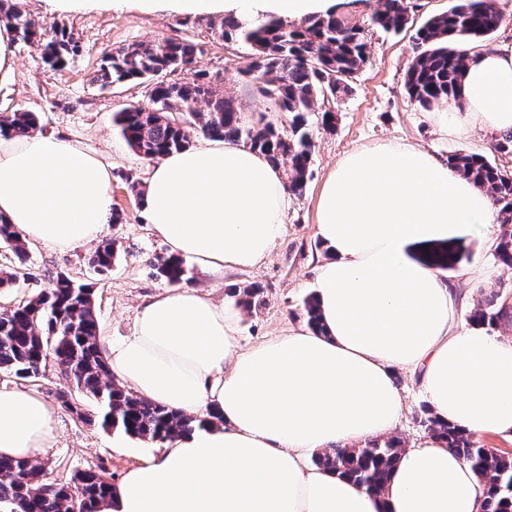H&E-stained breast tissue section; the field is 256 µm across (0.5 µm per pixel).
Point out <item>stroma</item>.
<instances>
[{
    "mask_svg": "<svg viewBox=\"0 0 512 512\" xmlns=\"http://www.w3.org/2000/svg\"><path fill=\"white\" fill-rule=\"evenodd\" d=\"M450 3L411 0L404 31H369L370 61L352 79L350 91L336 99L334 128L322 127L320 115L309 117L313 130L309 178L303 195L290 196L283 235L270 255L248 269L225 267L220 277L191 267L190 286L210 291L219 301L234 289L261 288L262 305L242 312L239 320L241 350L305 327L304 301L314 291L319 266L332 258L317 233V201L328 174L346 153L388 140L404 141L441 157L458 151V144L439 131L434 110L411 101L404 86L406 71L418 51L417 29L431 15L446 11ZM21 5L42 24L58 23L74 30L80 38V51L60 75L53 76L42 68L34 45L14 42L13 74L0 83V115L18 110L39 113L46 132L79 142L110 163L112 207L121 212L123 221L105 229V237L114 239L118 246L119 260L103 275L89 262L95 250L91 244L61 253L32 242L23 263L0 248V269L16 278L15 288L0 295V309L38 294L58 273L65 272L93 284L101 335L114 339L128 336L142 304L169 288L153 268L155 259L166 255L167 246L130 190L131 182H145L153 163L131 150L112 122L114 112L121 107L145 102L146 90L133 84L101 88L96 80L101 59L135 43L192 39L203 49L197 69L208 72L218 90L237 96L249 118L265 108L264 101L252 96L237 80L236 69L247 63L251 48L241 42H224L221 16L177 13L167 0H157L148 12L141 11L136 0H88L78 11L60 10L57 0H21ZM466 245L467 259L448 274L454 287L465 294L464 311L483 304L493 293L512 296V266L496 260L481 235L469 236ZM397 381L406 408L393 435L408 448L428 435L420 421L426 398L415 374L399 371ZM1 385L34 391L57 407L56 439L37 456L45 466L46 480L100 464L118 479L141 462L142 440L126 436L122 447H113L112 432L57 406L58 393L75 388L63 372L52 369L33 381L0 374Z\"/></svg>",
    "mask_w": 512,
    "mask_h": 512,
    "instance_id": "obj_1",
    "label": "stroma"
}]
</instances>
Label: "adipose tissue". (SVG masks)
I'll return each mask as SVG.
<instances>
[{"mask_svg":"<svg viewBox=\"0 0 512 512\" xmlns=\"http://www.w3.org/2000/svg\"><path fill=\"white\" fill-rule=\"evenodd\" d=\"M330 0H173L187 14L300 19ZM461 100L436 114L449 138L512 129V41L472 53ZM112 168L53 134L0 135V217L24 239L71 251L99 240L112 215ZM149 224L170 254L207 273L262 261L282 235L279 168L222 142L163 156L146 180ZM498 219L485 191L447 160L405 142L346 154L317 202L332 258L315 281L321 331L303 328L238 349L234 296L174 288L147 302L132 335L104 340L116 381L197 416L203 426L129 468L100 512H484L486 488L436 437L404 449L382 492L311 464L323 450L378 438L404 404L397 369L417 374L438 418L472 435L512 437V341L461 325L445 270L417 249ZM55 410L0 388V456L51 447Z\"/></svg>","mask_w":512,"mask_h":512,"instance_id":"adipose-tissue-1","label":"adipose tissue"}]
</instances>
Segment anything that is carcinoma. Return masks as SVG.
Segmentation results:
<instances>
[{
  "label": "carcinoma",
  "mask_w": 512,
  "mask_h": 512,
  "mask_svg": "<svg viewBox=\"0 0 512 512\" xmlns=\"http://www.w3.org/2000/svg\"><path fill=\"white\" fill-rule=\"evenodd\" d=\"M379 2L380 7L361 25L334 9L300 22L276 17L263 22L224 18V41L251 46L250 62L239 75L267 102V111L288 115L286 131L263 115L255 122L243 121L241 103L217 92L205 72H196L191 81L178 79L179 73L192 68L201 52L198 43L189 39L119 48L102 59L97 81L104 87L136 83L148 88L146 102L128 104L114 114L118 133L133 151L157 159L186 150L192 146L194 131L211 140L242 143L272 164L288 168V193L300 196L313 147L309 115L317 112L322 124L332 123V99L348 90L351 79L369 61V30L397 34L409 24L408 0ZM0 22L15 39L37 46L49 73L63 71L79 51V36L73 30L37 23L21 9L19 0H0ZM503 22L496 0H456L447 11L429 17L416 31L420 51L405 76L409 98L424 108L450 99L460 101L469 46L487 42ZM40 128V118L34 112L0 116V134L25 136ZM448 163L500 207L503 220L494 257L512 266V173L482 155L455 152L448 155ZM1 245L9 247L18 262L27 259L20 231L0 218ZM465 256L466 247L458 242L422 252L424 261L443 270L456 269ZM117 258L116 242L104 238L91 265L105 273ZM155 270L173 285L185 281L186 266L181 258H159ZM237 297L246 310L262 302L259 288H244ZM304 310L308 327L322 329L316 295L305 300ZM469 320L478 325L512 324V306L492 296L470 311ZM98 336L92 284L60 273L48 288L0 313V371L19 379L44 374L49 368L64 371L98 406L97 413H82L79 418L98 421L130 437L162 443L204 424L116 384ZM421 412V423L430 434L455 449L486 486L485 512H512V453L489 454L473 435L439 421L432 407L424 406ZM401 452L397 439H373L362 447L324 450L313 463L378 493L384 490ZM111 486L99 465L46 482L43 466L0 457V504L11 505L14 512H69L75 498L83 512H98Z\"/></svg>",
  "instance_id": "obj_1"
}]
</instances>
